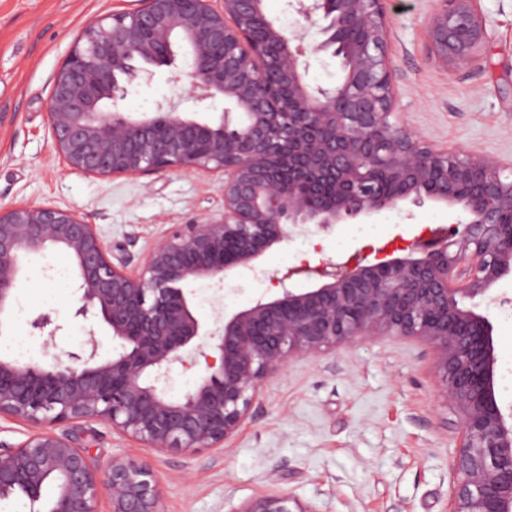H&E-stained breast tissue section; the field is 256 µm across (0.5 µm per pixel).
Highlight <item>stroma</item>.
Masks as SVG:
<instances>
[{
  "instance_id": "35a3bbf8",
  "label": "stroma",
  "mask_w": 512,
  "mask_h": 512,
  "mask_svg": "<svg viewBox=\"0 0 512 512\" xmlns=\"http://www.w3.org/2000/svg\"><path fill=\"white\" fill-rule=\"evenodd\" d=\"M134 0H0V207L54 204L94 224L108 246L141 258L174 224L219 216L224 180L207 171L169 169L135 177L92 178L60 162L46 116L50 81L87 24ZM488 34L479 70L448 68L425 48L433 0H386L389 55L395 68L398 113L427 140L512 161V0H477ZM187 82H170L159 67L138 81L127 111L149 112L169 99L189 109ZM462 214L425 202L387 209L373 218L383 231L365 238L355 224L332 233L272 246L255 273L233 280L192 284L193 304L206 322L232 313L294 269L323 263L354 265L379 248L412 241L425 229L447 228ZM29 278L17 289L10 326L0 332V357L23 342L29 361L70 364L88 336L101 357L112 355V337L101 323L77 317L73 283L57 285L32 258ZM502 304L489 308L503 405L512 404V277L494 287ZM51 314L59 329L43 347L30 323ZM431 350L402 337H377L318 357L300 356L268 378L253 415L227 451L159 453L143 448L98 420L56 426L98 465L130 456L146 463L163 492L164 512H239L268 491L290 495L314 512H446L453 485L449 462L461 418L440 403Z\"/></svg>"
}]
</instances>
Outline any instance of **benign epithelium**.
<instances>
[{"instance_id": "7a95c632", "label": "benign epithelium", "mask_w": 512, "mask_h": 512, "mask_svg": "<svg viewBox=\"0 0 512 512\" xmlns=\"http://www.w3.org/2000/svg\"><path fill=\"white\" fill-rule=\"evenodd\" d=\"M77 35L51 79L47 122L66 168L87 177L149 176L167 169L220 171L224 209L175 224L138 267L109 249L95 225L53 204L0 208V332L9 327L27 259L63 251L72 260L80 306L116 342L98 357L89 332L71 359L81 367L0 357V417L38 427L18 446L0 443V500L17 491L31 504L54 494L43 512H163L158 481L142 462L116 456L104 467L66 436L49 430L76 420L112 424L158 452L224 451L251 417L264 381L297 356H317L372 337H411L433 352L442 404L461 414L448 512H512V407L496 390L493 325L478 310L497 301L493 286L512 275V179L484 154L424 140L391 121L397 109L384 0H288L322 40L306 44L270 19L265 0H139ZM428 46L443 64L477 65L486 40L476 0H435ZM191 58L188 99L217 98L219 120L204 122L170 100L135 115L123 107L128 86ZM340 60L342 81L314 86L306 57ZM274 76L282 97L267 85ZM384 177L395 189L378 188ZM459 208L466 221L418 237L303 285L224 315L213 331L194 309L191 281L255 271L273 245L329 233L402 202ZM32 327L53 343L49 314ZM215 336L202 349L196 339ZM205 367L181 399L167 396L177 364ZM238 512H314L277 492Z\"/></svg>"}]
</instances>
